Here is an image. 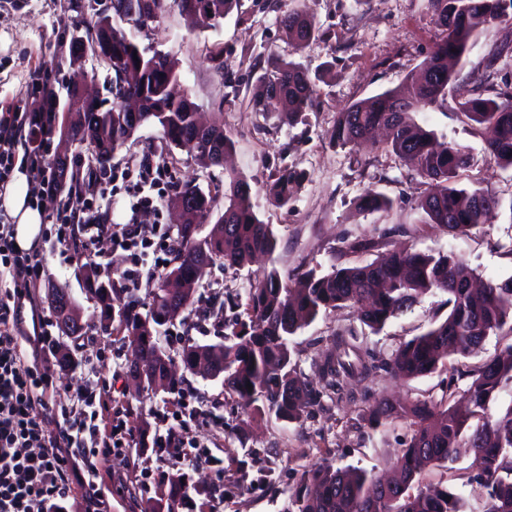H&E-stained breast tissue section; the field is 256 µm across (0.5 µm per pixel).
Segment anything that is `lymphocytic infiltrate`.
Segmentation results:
<instances>
[{
    "label": "lymphocytic infiltrate",
    "instance_id": "lymphocytic-infiltrate-1",
    "mask_svg": "<svg viewBox=\"0 0 512 512\" xmlns=\"http://www.w3.org/2000/svg\"><path fill=\"white\" fill-rule=\"evenodd\" d=\"M59 105L44 95L29 108L11 113L0 121V184L23 164L29 176L33 199L57 194L60 177L45 153L53 133ZM161 176L152 164H144L133 190L131 217L114 245L128 252L131 264L114 272L129 287H141L143 279H154L165 267L162 257H150L149 248L158 230L140 224L141 210L157 208L160 196L153 190ZM44 267L38 250L15 249L11 225L0 224V279H10V288L0 292V512H50L71 497L73 476L95 475L94 461L112 447L134 443L132 431L113 437L111 445L87 447L83 423H72L61 436L66 448L45 437L37 419L43 378L22 356L21 335L14 330L17 304L29 289L37 287Z\"/></svg>",
    "mask_w": 512,
    "mask_h": 512
}]
</instances>
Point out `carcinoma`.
Returning a JSON list of instances; mask_svg holds the SVG:
<instances>
[{"label": "carcinoma", "mask_w": 512, "mask_h": 512, "mask_svg": "<svg viewBox=\"0 0 512 512\" xmlns=\"http://www.w3.org/2000/svg\"><path fill=\"white\" fill-rule=\"evenodd\" d=\"M512 0H431L435 22L443 37L418 72L407 76L408 92L388 89L352 104L339 113L331 141L341 148L366 142L370 133L389 130L387 147L421 177L430 181V192L420 200L424 223L439 224L448 231L466 233L485 223L499 200L479 189L458 186L460 172L470 167L469 150L446 137L415 124L410 113L441 105L448 93L458 88L456 66L476 42L481 29L493 22L511 21L505 2ZM136 4L135 25L144 27L166 10L167 0H128ZM180 13L195 22H219L230 13L237 0H173ZM119 9L94 11L92 29L75 36L69 44V62L82 64L91 54L112 72V107L85 103L78 120L69 123L68 136L79 139L84 130L95 131L100 155L95 171L104 173L112 152L125 144L141 127L159 126L167 148H178L201 162L214 166L219 154H227L233 141L219 126L205 129L208 151L192 145L197 128L196 105L189 95L175 97L169 86L177 78L178 61L170 53L149 55L113 25ZM288 38L302 48L317 37L313 17L293 12L281 20ZM493 95L474 88L460 94L458 109L486 135L490 156L505 168H512V86ZM315 90L308 73L294 61L277 60L254 89L251 104L257 112H277L283 123L294 121L307 111ZM138 104V121L125 111L123 103ZM224 189V211L211 221L215 195L195 186L177 191L172 202L185 201L202 223L213 224L203 235L192 225L178 234L176 249L165 277L175 276L185 284L184 292L171 296L157 285L151 307L138 310L139 301L130 292L121 298L102 283L84 281L82 288L96 296V319L108 320L122 329L133 351L150 363L146 387L164 391L175 388L176 379H165L163 347L154 339L156 326L171 311H188L194 302L196 284L205 269L216 263L243 267L259 254H271L276 247L272 225L261 221L252 203L251 187L239 175L228 176ZM297 188L295 177L284 169L269 187L274 201L285 206ZM360 209L379 212L390 206L387 197L373 190L357 200ZM473 269L451 254L393 250L382 260L365 265L332 267L318 275L310 270L292 280L271 268L247 291L244 314L229 321L228 342L215 345L185 343L179 350L187 371L200 362L223 374L225 393L246 410L272 414L287 422L299 420L313 403L311 390L297 372L290 337L311 323L322 311L341 307L359 310L361 322L376 331L400 313L412 308L424 296L438 292L448 295V316L432 323L420 336L403 343L387 363L389 372L411 380L431 374L442 358L467 356L491 334L509 327L512 307L503 297L512 296V279L500 284L474 287ZM374 365L344 336L336 337V355L322 367L325 386L333 392L343 389L345 378L366 375ZM471 382L459 400L453 394L438 404L417 400L409 406L381 401L370 407L368 421L379 426L394 418L410 420L411 435L403 443L395 462L396 476L385 480L374 471L336 468L326 462L303 472L300 486L290 498L289 512H473L466 499L452 489L424 481L429 468L453 471L460 449L473 457L475 472L467 476L481 501L479 512H512V402L494 407L505 393L512 395V344L470 374ZM252 389H247V385ZM195 490L183 474L170 476L168 491L151 505V512H178L190 505Z\"/></svg>", "instance_id": "cac0c4a2"}]
</instances>
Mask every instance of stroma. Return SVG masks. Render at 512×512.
<instances>
[{
  "mask_svg": "<svg viewBox=\"0 0 512 512\" xmlns=\"http://www.w3.org/2000/svg\"><path fill=\"white\" fill-rule=\"evenodd\" d=\"M77 2L0 0V119L30 104L42 88L58 98L59 119L68 118L69 91L76 79L67 62L69 43L73 35L85 34L91 20ZM294 10L313 15L319 29L318 38L300 50L293 48L280 24ZM123 30L139 48L177 57L179 90L231 137L235 151L228 168L247 178L259 219L271 224L278 236L272 259L241 268H210L209 285L197 289L191 311L162 329V344L169 353H177L188 340L222 343L224 321L233 314L227 299H245L250 284L273 266L291 277L309 270L325 274L335 265L373 262L395 246L453 254L486 282L512 278V169L489 157L483 136L454 103L414 113L413 118L469 149L474 164L460 176V186L481 189L500 201L488 223L465 234L424 223L417 204L429 184L384 142L349 150L330 139L339 112L402 87L407 73L434 50L442 31L429 0H239L214 25L191 23L173 7L148 26L127 24ZM510 33L512 24L504 22L484 27L460 72L465 88L482 81L486 59L498 55ZM216 46L224 49L220 72L210 60ZM271 56L300 63L316 84L312 109L291 124L253 111L249 104ZM498 57V77L512 82V53ZM146 162L163 166L167 177L160 212L143 213L141 221L168 227L173 224L169 201L180 185L207 190L223 183L228 169H206L185 151L162 148L159 129L146 124L112 154L113 191L98 203L103 233L92 237L77 225L58 223L54 199L38 204L43 279L68 288L83 308L84 321H91L93 306L82 290L76 258L93 255L105 270L123 262V253L112 247V236L129 218L128 193ZM284 169L299 175L300 183L288 206L282 207L268 188ZM369 189L386 196L390 209H358V197ZM357 240L372 242V249L351 252L349 246ZM445 301L442 293L425 296L376 333L348 307L320 314L299 330L291 338L293 357L317 398L297 422L247 413L225 394L220 380L190 373L183 374L175 390L134 395L128 387V342L122 333L108 336L89 329L74 348L80 365L68 378L49 352L27 345L23 353L28 365L47 375L36 412L48 437L58 438L66 418L84 412L83 393L99 382L109 386L101 412L104 424L125 426L138 438L178 430L190 408L196 418L187 436L204 446L208 460L190 470L192 476L203 477L204 490L194 496L187 512H288L289 497L304 469L327 461L377 471L389 465L411 430L404 419L370 428L367 411L372 405L381 400L437 401L446 392H461L469 382L468 370L512 344V331L505 329L488 336L477 353L450 357L434 373L408 381L392 377L383 369V360L424 333L432 318H445ZM348 330L355 331L362 349L374 355L379 367L352 378L340 398H331L323 393L322 364L334 352L337 334ZM175 469L173 459L142 447L115 449L98 459L95 483L76 488L69 512H147Z\"/></svg>",
  "mask_w": 512,
  "mask_h": 512,
  "instance_id": "obj_1",
  "label": "stroma"
}]
</instances>
